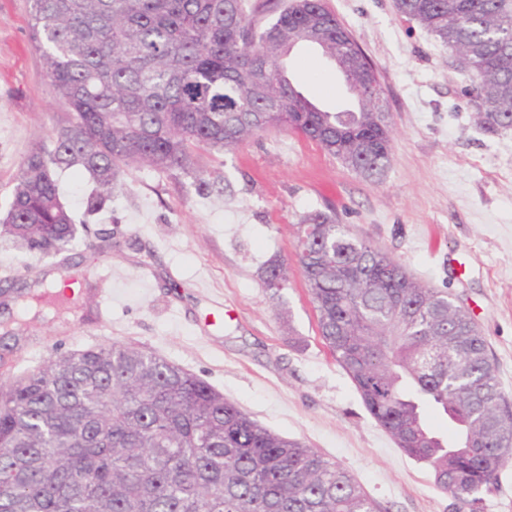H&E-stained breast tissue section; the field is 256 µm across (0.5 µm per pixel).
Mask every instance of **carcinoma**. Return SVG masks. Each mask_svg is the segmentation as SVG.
<instances>
[{
  "mask_svg": "<svg viewBox=\"0 0 512 512\" xmlns=\"http://www.w3.org/2000/svg\"><path fill=\"white\" fill-rule=\"evenodd\" d=\"M31 37L67 120L52 148L22 160L0 239L60 255L77 224L57 174L78 169L108 207L120 165L197 174L192 147L230 152L285 128L367 176L390 161L386 105L327 112L288 93V32L323 33L322 54L353 53L320 0H31ZM273 4L259 26L254 14ZM448 48L485 132L512 130V0H395ZM298 265L321 339L377 424L441 491L475 512L512 450V403L489 347L452 294L414 279L378 246L323 212L297 225ZM5 279L0 296L29 297ZM273 298L288 288L277 258ZM431 406L455 425L435 433ZM0 512H380L353 475L264 427L203 379L141 349L110 344L50 356L0 385Z\"/></svg>",
  "mask_w": 512,
  "mask_h": 512,
  "instance_id": "cac0c4a2",
  "label": "carcinoma"
}]
</instances>
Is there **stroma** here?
<instances>
[{"mask_svg": "<svg viewBox=\"0 0 512 512\" xmlns=\"http://www.w3.org/2000/svg\"><path fill=\"white\" fill-rule=\"evenodd\" d=\"M374 64L385 90L392 153L367 177L298 133L273 129L235 152L194 148L201 177L123 167L122 192L70 251L78 265L0 242V279L57 275L77 285L63 309L27 300L0 325L18 340L0 384L50 355L114 342L155 353L205 380L263 426L346 468L385 512H459L428 467L406 455L366 411L322 343L294 257L301 219L321 211L450 292L485 336L512 400V131L479 129L448 50L394 0H326ZM30 0H0V214L22 159L50 145L68 110L30 36ZM288 76L322 110L355 101L335 65L311 47ZM118 249H93L98 233ZM288 262L282 299L264 291L273 256Z\"/></svg>", "mask_w": 512, "mask_h": 512, "instance_id": "obj_1", "label": "stroma"}]
</instances>
